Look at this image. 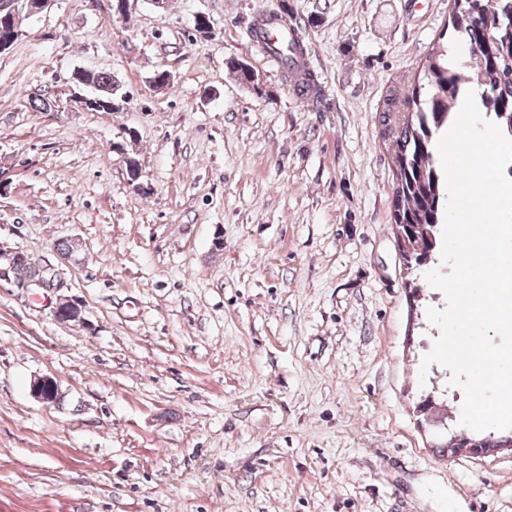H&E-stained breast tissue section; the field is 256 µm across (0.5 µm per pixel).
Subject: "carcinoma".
<instances>
[{
	"instance_id": "carcinoma-1",
	"label": "carcinoma",
	"mask_w": 512,
	"mask_h": 512,
	"mask_svg": "<svg viewBox=\"0 0 512 512\" xmlns=\"http://www.w3.org/2000/svg\"><path fill=\"white\" fill-rule=\"evenodd\" d=\"M450 0V23L466 42L482 40L484 51L466 53L461 62H448V51L436 47L422 65V80L408 90L393 89L378 114L382 141L391 154L395 189L391 219L403 225L408 242L418 253H436L441 245L446 203L443 171L433 150L440 133L454 119L458 99L467 89H482L484 112L494 115L503 134L512 138V29L504 19L512 15V0ZM279 13H263L250 23L253 43L274 55L293 94L318 108L324 101L322 84L299 52L302 41L296 19L279 24ZM86 81L105 97L111 95L112 75L86 72Z\"/></svg>"
}]
</instances>
